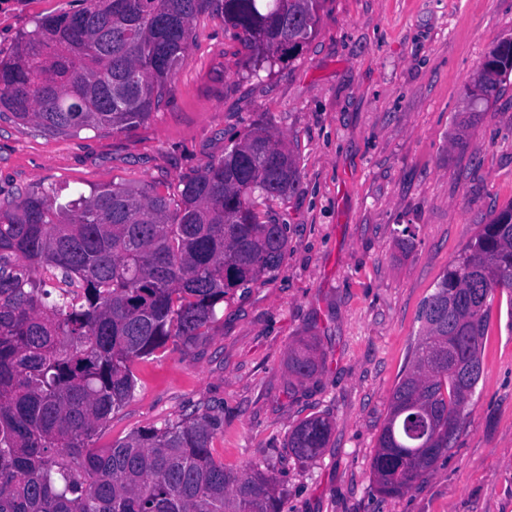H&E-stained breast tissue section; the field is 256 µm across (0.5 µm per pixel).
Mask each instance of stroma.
<instances>
[{
    "label": "stroma",
    "instance_id": "1",
    "mask_svg": "<svg viewBox=\"0 0 512 512\" xmlns=\"http://www.w3.org/2000/svg\"><path fill=\"white\" fill-rule=\"evenodd\" d=\"M80 0H0V54ZM157 112L118 132L44 135L0 118V200L112 182L173 189L261 124L280 133L298 189L266 202L287 227L274 276L224 303L208 336L138 362L132 398L96 445L201 405L224 417L214 458L280 482L281 512H512V298L495 294L482 376L448 453L408 491L380 495L371 461L389 396L413 358L419 311L465 245L512 203V78L468 128L466 87L512 37V0H324L315 34L258 74L222 18L202 15ZM463 137L466 146L454 145ZM315 341L325 368L297 382L288 353ZM323 415L321 455L286 453ZM333 422L323 416L307 418L295 426L288 436V452L302 461H312L325 448Z\"/></svg>",
    "mask_w": 512,
    "mask_h": 512
}]
</instances>
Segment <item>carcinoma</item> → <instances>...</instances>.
I'll return each mask as SVG.
<instances>
[{"label": "carcinoma", "mask_w": 512, "mask_h": 512, "mask_svg": "<svg viewBox=\"0 0 512 512\" xmlns=\"http://www.w3.org/2000/svg\"><path fill=\"white\" fill-rule=\"evenodd\" d=\"M322 0H84L46 17L0 58V117L53 136L123 130L156 112L201 14L235 31L254 67L296 55ZM471 99L512 74V38L489 48ZM299 185L283 139L258 126L181 181L0 203V512H280L273 473L215 461L223 416L208 406L112 446L97 432L133 396V364L208 335L225 299L274 273L287 225L257 210ZM512 297V203L495 213L424 300L423 335L393 388L371 470L397 496L448 453L478 384L496 293ZM324 359L288 355L302 383ZM333 422L307 418L288 452L312 461Z\"/></svg>", "instance_id": "obj_1"}]
</instances>
